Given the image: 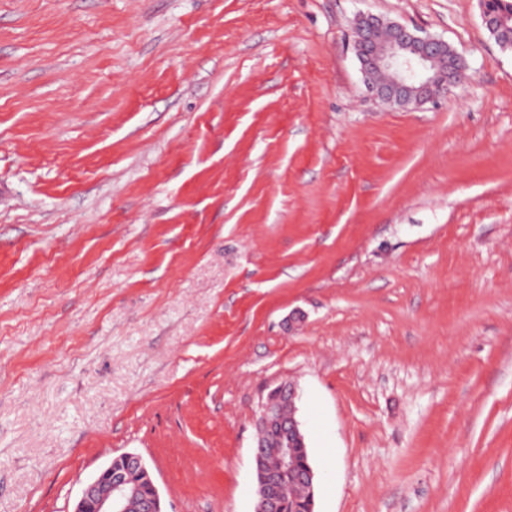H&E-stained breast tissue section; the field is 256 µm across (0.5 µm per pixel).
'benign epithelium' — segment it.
Wrapping results in <instances>:
<instances>
[{
	"instance_id": "7a95c632",
	"label": "benign epithelium",
	"mask_w": 512,
	"mask_h": 512,
	"mask_svg": "<svg viewBox=\"0 0 512 512\" xmlns=\"http://www.w3.org/2000/svg\"><path fill=\"white\" fill-rule=\"evenodd\" d=\"M482 16L484 25L494 32L512 21V10L485 7ZM354 30L355 54L367 89L384 103L420 105L448 92L462 78L461 71L448 59V43L442 39L373 15L358 17ZM296 399V386L285 382L275 388V398L261 404L254 459L263 461L269 435L278 437L279 446L277 464L258 471L255 512H280L281 475L285 470L293 483L305 490L318 482L314 468L297 454V449L305 447V440ZM133 507L136 512H159L158 498L141 496L138 485L113 472L109 462L87 481L71 512H130Z\"/></svg>"
}]
</instances>
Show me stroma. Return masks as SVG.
<instances>
[{
	"mask_svg": "<svg viewBox=\"0 0 512 512\" xmlns=\"http://www.w3.org/2000/svg\"><path fill=\"white\" fill-rule=\"evenodd\" d=\"M481 0H0V512L140 454L253 512L299 388L315 512H512V51ZM448 42L401 108L353 23Z\"/></svg>",
	"mask_w": 512,
	"mask_h": 512,
	"instance_id": "stroma-1",
	"label": "stroma"
}]
</instances>
